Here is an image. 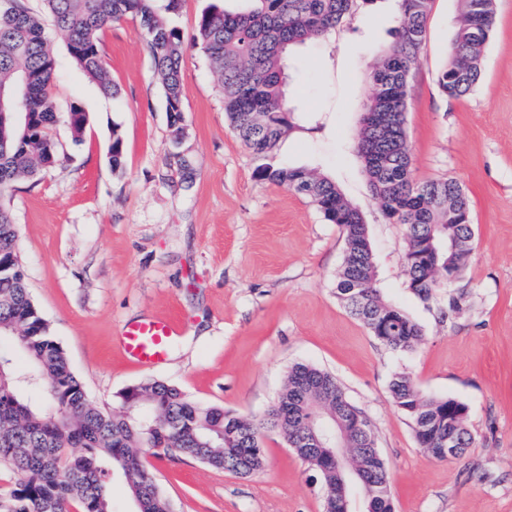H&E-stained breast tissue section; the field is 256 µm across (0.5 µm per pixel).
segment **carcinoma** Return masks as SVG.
<instances>
[{
	"label": "carcinoma",
	"instance_id": "1",
	"mask_svg": "<svg viewBox=\"0 0 512 512\" xmlns=\"http://www.w3.org/2000/svg\"><path fill=\"white\" fill-rule=\"evenodd\" d=\"M248 11H205L196 42L215 65L224 90V112L238 137L259 161L257 179L286 186L310 199L324 219L343 234L345 257L336 276V297L382 345L400 352L425 340L422 327L378 288L377 266L363 213L330 177L305 167L272 162L283 135L298 117L286 104L285 55L297 44L326 39L353 13L357 0H250ZM400 21L392 45L373 66V91L358 119L353 150L362 160L372 194L385 218L404 226L407 287L427 301L440 288L461 280L473 248V213L468 194L454 179L413 178L405 115L412 66L426 38L431 0H398ZM70 56L106 97L118 94L100 48V33L131 17L139 22L160 77L173 133L181 129L184 43L180 32L159 15L157 0H45ZM496 0H462L458 26L438 85L449 97L467 96L482 78L486 44L496 24ZM21 76L29 90L10 98L0 119V192L21 177L52 166L56 147L50 135L57 122L51 94L53 59L46 49L41 16L24 0H0V89L8 92ZM29 114V129L12 113ZM0 265H20L18 231L9 205L0 202ZM468 294L448 293L443 321L464 309ZM10 337L31 369L0 353V468L12 472L13 486L0 491V512H112L106 482L123 476L138 512H170L159 484L144 474L141 457L149 448L191 458L241 477L265 467L263 437L280 433L298 441L305 434L301 413L313 410L325 421L360 423L367 431L346 433L351 448H371L374 438L365 414L346 397L336 377L296 363L276 403L258 421L220 407L191 401L174 385L152 381L138 386L141 408L132 417L93 405L71 371L64 350L34 305L25 276H0V339ZM396 407L412 422L417 444L429 456L460 458L475 446L467 427L468 406L455 398L421 393L400 372L390 380ZM72 448L81 449L74 455ZM354 465L377 480H389L382 458L362 455ZM324 507L334 497L352 499L356 482L346 466L323 456L315 467Z\"/></svg>",
	"mask_w": 512,
	"mask_h": 512
}]
</instances>
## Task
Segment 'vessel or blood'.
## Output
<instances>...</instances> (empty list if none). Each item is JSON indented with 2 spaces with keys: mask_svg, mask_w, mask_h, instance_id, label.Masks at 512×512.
Returning <instances> with one entry per match:
<instances>
[{
  "mask_svg": "<svg viewBox=\"0 0 512 512\" xmlns=\"http://www.w3.org/2000/svg\"><path fill=\"white\" fill-rule=\"evenodd\" d=\"M177 333L174 321L153 318L128 324L123 328L119 341L131 361L137 366L148 367L165 360Z\"/></svg>",
  "mask_w": 512,
  "mask_h": 512,
  "instance_id": "vessel-or-blood-1",
  "label": "vessel or blood"
}]
</instances>
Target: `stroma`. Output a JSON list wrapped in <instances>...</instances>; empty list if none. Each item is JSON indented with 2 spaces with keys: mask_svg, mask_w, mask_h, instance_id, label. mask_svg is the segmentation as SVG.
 Listing matches in <instances>:
<instances>
[{
  "mask_svg": "<svg viewBox=\"0 0 512 512\" xmlns=\"http://www.w3.org/2000/svg\"><path fill=\"white\" fill-rule=\"evenodd\" d=\"M245 0H179L166 14L184 37L181 136L138 24L101 34L120 92L103 97L46 25L56 69L52 130L58 161L17 180L7 199L33 301L73 373L99 407L125 388L162 380L192 401L257 419L276 402L295 363L334 374L369 422L390 474L395 512H512V0H497L480 84L444 95L460 0H431L427 36L408 82L406 134L416 180L453 178L472 204L475 241L455 323L439 322L447 290L422 301L406 286L405 235L388 223L351 149L372 93L371 71L399 25L395 0H359L330 39L290 50L286 96L301 116L275 151L282 165L318 168L370 227L378 285L425 331L407 353L388 350L336 297L344 261L337 225L307 197L255 178L258 164L231 128L207 57L195 46L211 8ZM85 116L81 133L67 122ZM123 163L113 168V135ZM180 325L164 362L132 364L117 338L131 322ZM410 373L419 389L468 409L475 445L460 459L419 448L389 382ZM265 468L240 477L198 461L148 455L144 463L173 512H323L318 473L276 433Z\"/></svg>",
  "mask_w": 512,
  "mask_h": 512,
  "instance_id": "stroma-1",
  "label": "stroma"
}]
</instances>
